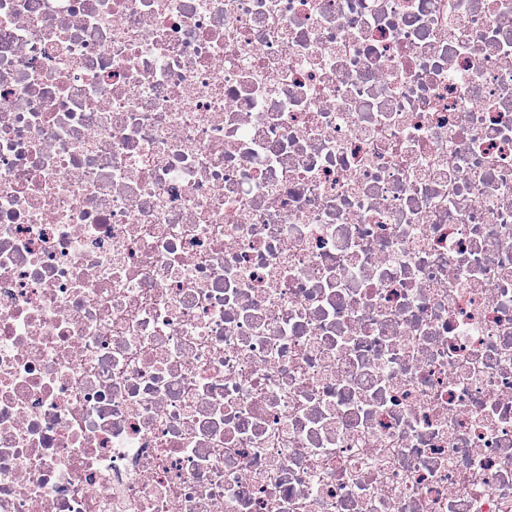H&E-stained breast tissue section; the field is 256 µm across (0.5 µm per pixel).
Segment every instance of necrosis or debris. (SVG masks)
Listing matches in <instances>:
<instances>
[{"label": "necrosis or debris", "mask_w": 512, "mask_h": 512, "mask_svg": "<svg viewBox=\"0 0 512 512\" xmlns=\"http://www.w3.org/2000/svg\"><path fill=\"white\" fill-rule=\"evenodd\" d=\"M0 512H512V0H0Z\"/></svg>", "instance_id": "1"}]
</instances>
